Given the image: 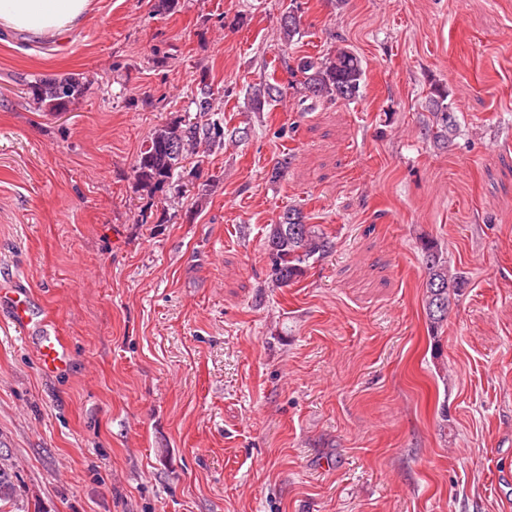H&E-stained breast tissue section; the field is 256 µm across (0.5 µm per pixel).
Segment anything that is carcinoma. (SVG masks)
<instances>
[{"mask_svg":"<svg viewBox=\"0 0 512 512\" xmlns=\"http://www.w3.org/2000/svg\"><path fill=\"white\" fill-rule=\"evenodd\" d=\"M300 34L299 19L292 7L281 19L280 40L283 46ZM288 72L301 77L297 93L305 100L342 99L359 96L365 69L362 59L346 47H339L322 58L309 55L297 57L286 64ZM88 82L78 74L58 79L29 83L28 98L43 112H64L82 98ZM251 109L261 112L278 101L283 89L276 83L261 81L249 87ZM447 95L440 92L433 100L431 117L422 125L421 136L436 145L448 144L455 118L444 104ZM196 109L193 118H178L154 128L133 169L135 184L153 198L179 186L186 170L185 162L197 153L199 146L224 145V116L214 107V91L207 73L200 74L192 98ZM333 249V240L319 224L307 223V216L297 207H289L268 225L264 250L269 260L271 281L278 288L297 282L306 267ZM421 251L426 268L425 311L432 333L448 321L451 298L460 295L468 281L462 273H449L448 260L433 240L422 242ZM16 495L12 475L0 467V502H10Z\"/></svg>","mask_w":512,"mask_h":512,"instance_id":"cac0c4a2","label":"carcinoma"}]
</instances>
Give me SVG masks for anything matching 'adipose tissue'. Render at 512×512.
Here are the masks:
<instances>
[{
    "label": "adipose tissue",
    "instance_id": "obj_1",
    "mask_svg": "<svg viewBox=\"0 0 512 512\" xmlns=\"http://www.w3.org/2000/svg\"><path fill=\"white\" fill-rule=\"evenodd\" d=\"M89 3L90 0H0V25L54 38L73 28Z\"/></svg>",
    "mask_w": 512,
    "mask_h": 512
}]
</instances>
